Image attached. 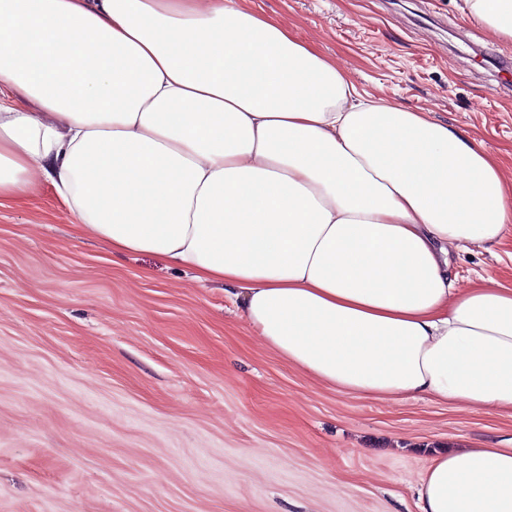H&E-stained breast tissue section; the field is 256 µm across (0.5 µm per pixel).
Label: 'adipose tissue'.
Returning <instances> with one entry per match:
<instances>
[{
	"instance_id": "1",
	"label": "adipose tissue",
	"mask_w": 512,
	"mask_h": 512,
	"mask_svg": "<svg viewBox=\"0 0 512 512\" xmlns=\"http://www.w3.org/2000/svg\"><path fill=\"white\" fill-rule=\"evenodd\" d=\"M457 7L512 39V0ZM46 185L339 393L512 417V287L449 255L512 232L499 157L241 0H0V209ZM417 498L512 512V448L438 453Z\"/></svg>"
}]
</instances>
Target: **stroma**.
Instances as JSON below:
<instances>
[{
	"mask_svg": "<svg viewBox=\"0 0 512 512\" xmlns=\"http://www.w3.org/2000/svg\"><path fill=\"white\" fill-rule=\"evenodd\" d=\"M367 95L484 143L512 181V44L452 0H251ZM512 286V233L454 251ZM512 418L345 395L263 345L220 283L78 233L50 189L0 210V512H418L435 454Z\"/></svg>",
	"mask_w": 512,
	"mask_h": 512,
	"instance_id": "stroma-1",
	"label": "stroma"
}]
</instances>
